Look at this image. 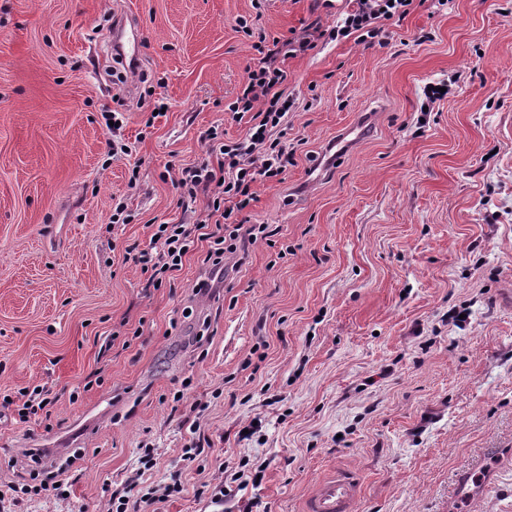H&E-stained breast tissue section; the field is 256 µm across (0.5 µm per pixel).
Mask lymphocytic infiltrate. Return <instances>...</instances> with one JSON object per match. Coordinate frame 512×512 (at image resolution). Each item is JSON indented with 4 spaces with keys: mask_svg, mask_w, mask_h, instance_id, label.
I'll return each instance as SVG.
<instances>
[{
    "mask_svg": "<svg viewBox=\"0 0 512 512\" xmlns=\"http://www.w3.org/2000/svg\"><path fill=\"white\" fill-rule=\"evenodd\" d=\"M413 3L414 0H353V7L336 34L341 38L354 35L361 41L376 39L387 23L405 18ZM324 35L316 25L288 38L259 36L254 45L258 61L248 71L241 93L227 106L234 117L248 118L245 136L224 142L217 131H209L206 138L215 162L189 165L180 172L178 186L183 201L196 203L203 192L209 196L206 207L192 221L157 228L149 248L129 246L124 251V261L147 273L149 286L161 287L168 273L178 270L183 257L204 241L208 249L201 263L208 267L211 279L200 282L198 288L209 291L212 280H223L224 255L236 250L240 234H247L253 241L268 238L266 225L245 228L234 216L254 201L253 186L257 181L278 178L295 163L294 150L276 136L288 112L282 90L288 73L283 63L315 49ZM182 490L177 479L164 485H146L134 477L122 488L117 508L119 512H162L163 504Z\"/></svg>",
    "mask_w": 512,
    "mask_h": 512,
    "instance_id": "1",
    "label": "lymphocytic infiltrate"
}]
</instances>
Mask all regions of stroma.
Wrapping results in <instances>:
<instances>
[{"label":"stroma","mask_w":512,"mask_h":512,"mask_svg":"<svg viewBox=\"0 0 512 512\" xmlns=\"http://www.w3.org/2000/svg\"><path fill=\"white\" fill-rule=\"evenodd\" d=\"M349 8L0 0V512H107L145 444L146 481L181 475L164 512H302L334 470L361 479L354 512H512V0H422L380 41L286 59L296 163L256 183L242 216L274 237L225 255L219 292L196 291L203 242L158 288L123 261L186 220L178 172L208 159L204 133L245 136L226 106L254 35ZM119 22L147 83H112ZM38 386L51 417L21 420ZM194 424L210 447L187 462ZM71 434L88 454L68 498L7 494L30 449ZM373 124V116L365 115L362 116L357 124L351 128L342 131L337 137L336 141H334L330 146L328 147L327 152H331L336 148V150L333 152L332 155H330L327 158V162L330 163V160L336 159L340 157L341 153L345 152L351 144L356 141L361 135L368 133L371 130V126ZM356 133V137L352 139H348L349 136Z\"/></svg>","instance_id":"35a3bbf8"}]
</instances>
